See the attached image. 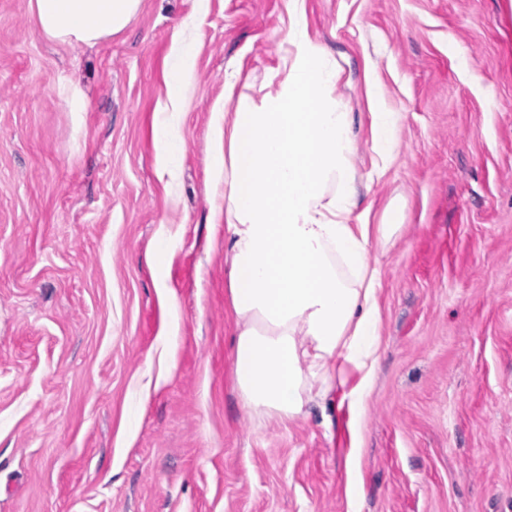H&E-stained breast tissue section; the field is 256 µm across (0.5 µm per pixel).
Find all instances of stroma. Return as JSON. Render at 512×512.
Wrapping results in <instances>:
<instances>
[{
	"mask_svg": "<svg viewBox=\"0 0 512 512\" xmlns=\"http://www.w3.org/2000/svg\"><path fill=\"white\" fill-rule=\"evenodd\" d=\"M189 17L165 171L156 120ZM303 23L341 69L357 208L377 224L395 203L402 229L370 239L362 418L336 387L284 427L234 384L211 149L218 113L277 90L288 0H144L92 47L0 0V512H512V0H305ZM381 106L401 120L377 172ZM192 25L193 20L191 19L183 21L180 27L182 35L174 43L170 55L167 84L172 107L171 112L173 113H171V118L160 124L156 130V135L162 145L161 161L164 166L170 165L174 158L173 149L166 139L168 129L188 100L192 57L195 53V42L190 34Z\"/></svg>",
	"mask_w": 512,
	"mask_h": 512,
	"instance_id": "obj_1",
	"label": "stroma"
}]
</instances>
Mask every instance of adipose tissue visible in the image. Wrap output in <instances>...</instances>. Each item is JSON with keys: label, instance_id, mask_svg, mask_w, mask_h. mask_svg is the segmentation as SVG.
I'll list each match as a JSON object with an SVG mask.
<instances>
[{"label": "adipose tissue", "instance_id": "obj_1", "mask_svg": "<svg viewBox=\"0 0 512 512\" xmlns=\"http://www.w3.org/2000/svg\"><path fill=\"white\" fill-rule=\"evenodd\" d=\"M143 0H29L39 35L93 46L123 31ZM290 0L286 34L295 46L286 77L260 102L241 98L224 129V249L234 323L233 374L245 408L281 425L301 417L334 384L360 375L348 394L362 414L380 351L378 270L371 234L396 224L353 223L355 135L333 92L341 72ZM184 20L167 73L173 112L188 100L195 42Z\"/></svg>", "mask_w": 512, "mask_h": 512}]
</instances>
